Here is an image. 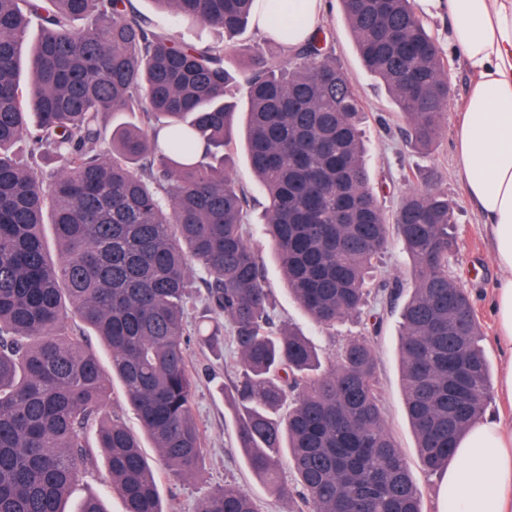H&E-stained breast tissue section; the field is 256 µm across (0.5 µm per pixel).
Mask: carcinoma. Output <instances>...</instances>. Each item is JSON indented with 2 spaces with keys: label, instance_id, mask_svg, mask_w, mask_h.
I'll return each instance as SVG.
<instances>
[{
  "label": "carcinoma",
  "instance_id": "obj_1",
  "mask_svg": "<svg viewBox=\"0 0 512 512\" xmlns=\"http://www.w3.org/2000/svg\"><path fill=\"white\" fill-rule=\"evenodd\" d=\"M151 2L228 35L258 6ZM341 2L363 66L389 92L408 138L431 147L450 96L438 43L410 0ZM34 21L40 36L24 81ZM266 22L262 47H197L157 32L132 0H0V512H65L92 424L124 512H173L136 437L105 413L102 365L69 320L109 349L112 376L171 474L197 478L204 437L184 340L197 268L240 357L232 401L251 471L292 512H425L383 418L368 337L349 339L325 367L308 336L271 317L244 228L248 191L228 169L239 139L266 196L288 292L318 327L373 318L368 284L395 226L413 264L398 351L423 469L446 468L483 416L490 367L449 266L457 224L448 194L412 189L387 219L364 163L365 112L325 30L288 45L301 19L284 0L269 2ZM228 54L242 66L226 67ZM239 79L249 90L243 109L226 97ZM109 112H139L143 122L109 133ZM22 141L25 159L15 153ZM294 391L288 415L274 416ZM285 449L292 489L277 481ZM196 512L259 510L226 484Z\"/></svg>",
  "mask_w": 512,
  "mask_h": 512
}]
</instances>
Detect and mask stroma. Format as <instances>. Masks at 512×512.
I'll return each mask as SVG.
<instances>
[{
  "label": "stroma",
  "instance_id": "1",
  "mask_svg": "<svg viewBox=\"0 0 512 512\" xmlns=\"http://www.w3.org/2000/svg\"><path fill=\"white\" fill-rule=\"evenodd\" d=\"M324 19L331 53L348 73L354 88L365 106L363 137L366 143V167L372 185L386 213H394L404 194L412 188L438 187L447 193L455 208L459 224L456 250L450 266L462 278L473 302L482 328V345L486 351L493 376H500L508 356L496 340L497 328L492 313L494 286L502 270L492 257V234L483 216L467 196L460 175L455 131L460 108L472 76L463 61L449 52L448 18L427 14L421 0L413 7L426 29L444 49L451 94L440 134L431 150L415 149L403 136L404 123L397 116V107L384 86L363 67L354 46L353 37L344 21L340 0H328ZM135 6L148 14L156 27L185 42L204 47L223 42L221 29L178 22L171 14L155 9L150 0H134ZM233 174L248 186L253 200L248 210V241L255 250L270 289L274 307L271 312L276 324L296 325L315 342L324 360H333L343 344L354 336L373 339L381 381L382 407L385 422L423 493L426 512H440V482L427 475L420 463L417 440L409 424L404 403L401 365L398 353L401 329L403 294L411 286L412 263L398 241H391L383 254L379 273L397 294L374 300V310L380 318L379 328H371L356 319L340 322L326 330L316 327L298 303L288 294L282 271L276 262L266 235L261 203L263 191L250 169L244 148H235L231 158ZM221 313L208 310L203 289H194L188 304L186 334L189 339L188 361L194 379L193 413L200 426L206 448L202 460V476L196 480H178L169 472L153 442L145 437L140 421L126 401L117 379L109 381L108 415L120 419L136 436L142 451L158 479L163 504L175 505L176 512H195L198 501L209 491L232 483L245 490L256 502L260 512H288L285 503L270 495L266 484L255 477L236 439L235 411L228 400L235 380L237 356L231 342H223L219 350L204 347L195 328L200 324L223 323ZM87 449L90 463L82 480L72 489L67 508L76 512L88 496L103 499L107 512H123L119 495L105 482L96 432H89Z\"/></svg>",
  "mask_w": 512,
  "mask_h": 512
}]
</instances>
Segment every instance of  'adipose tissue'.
<instances>
[{"label": "adipose tissue", "mask_w": 512, "mask_h": 512, "mask_svg": "<svg viewBox=\"0 0 512 512\" xmlns=\"http://www.w3.org/2000/svg\"><path fill=\"white\" fill-rule=\"evenodd\" d=\"M448 17L450 47L473 76L456 133L460 174L493 236L506 275L493 312L509 359L499 381L512 399V0H423ZM442 486L454 487L452 512H512V426L480 419L459 439Z\"/></svg>", "instance_id": "adipose-tissue-1"}]
</instances>
